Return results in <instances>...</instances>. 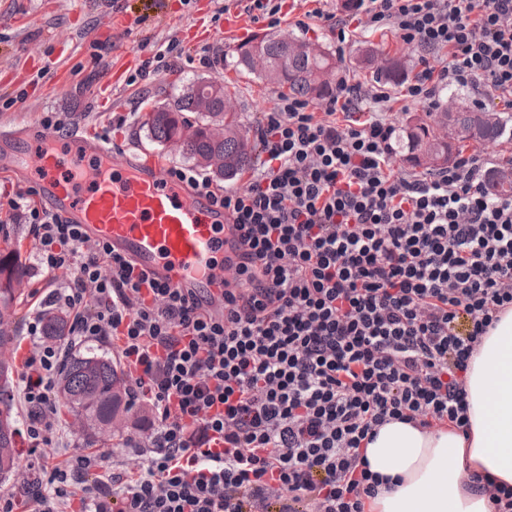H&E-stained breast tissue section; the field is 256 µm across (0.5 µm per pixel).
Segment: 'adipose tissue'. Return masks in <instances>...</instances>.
Wrapping results in <instances>:
<instances>
[{"instance_id":"obj_1","label":"adipose tissue","mask_w":512,"mask_h":512,"mask_svg":"<svg viewBox=\"0 0 512 512\" xmlns=\"http://www.w3.org/2000/svg\"><path fill=\"white\" fill-rule=\"evenodd\" d=\"M465 400L463 430L426 431L399 421L380 428L365 454L390 486L367 501V512H490L474 476L512 487V309L471 358Z\"/></svg>"}]
</instances>
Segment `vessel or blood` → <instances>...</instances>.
I'll return each instance as SVG.
<instances>
[{
  "instance_id": "b4317fda",
  "label": "vessel or blood",
  "mask_w": 512,
  "mask_h": 512,
  "mask_svg": "<svg viewBox=\"0 0 512 512\" xmlns=\"http://www.w3.org/2000/svg\"><path fill=\"white\" fill-rule=\"evenodd\" d=\"M12 166L35 176L40 195L91 241L111 243L154 278L221 294V272L211 261L230 231L206 202L169 180L160 159L138 165L85 139L64 155L44 147L22 152Z\"/></svg>"
}]
</instances>
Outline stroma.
Returning <instances> with one entry per match:
<instances>
[{"mask_svg":"<svg viewBox=\"0 0 512 512\" xmlns=\"http://www.w3.org/2000/svg\"><path fill=\"white\" fill-rule=\"evenodd\" d=\"M116 1L128 15L141 20L131 34L102 28ZM216 7L215 0H161L157 7L150 0H0V73L13 75L11 81L0 82V97L16 100L0 112V129H29L38 136L45 131L47 113L66 112L75 128L94 134L108 124L112 113L144 115L154 107L173 104L183 89L202 77L228 82L236 95L238 119L242 127H249L259 113L274 106L278 89L258 74L234 68L241 41L225 34L223 22L213 21ZM24 14L30 21L23 25L19 18ZM199 26L209 30L211 43L225 45L228 62L223 68L183 63L137 85L113 83L112 68L126 48H133L140 61L171 38L188 40ZM111 140L140 159L155 155L168 167L189 164L152 141L140 122L112 132ZM58 418L67 432L61 444L45 450L52 464L77 451H103L110 460H127L124 439L142 438L153 415L147 405L134 406L122 430L113 435L74 427L73 416L64 410Z\"/></svg>","mask_w":512,"mask_h":512,"instance_id":"obj_1","label":"stroma"}]
</instances>
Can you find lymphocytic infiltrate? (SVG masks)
Instances as JSON below:
<instances>
[{"instance_id":"obj_1","label":"lymphocytic infiltrate","mask_w":512,"mask_h":512,"mask_svg":"<svg viewBox=\"0 0 512 512\" xmlns=\"http://www.w3.org/2000/svg\"><path fill=\"white\" fill-rule=\"evenodd\" d=\"M314 2L338 43L355 25L418 52L404 99L436 109L444 88L484 86L512 109V0ZM167 60L211 69L224 53L173 38L134 75ZM390 101L343 77L315 104L281 95L249 130L259 162L243 183L168 168L232 230L217 302L88 244L30 191L0 199V223L28 225L48 276L19 327L29 454L58 440L57 382L86 343L117 347L136 370L130 402L154 414L146 441L125 442L137 468L79 452L24 473L40 512H364L383 483L365 457L381 426L467 425L469 361L512 308V198L489 192L477 155L395 172ZM49 309L66 313L67 337L44 336Z\"/></svg>"}]
</instances>
